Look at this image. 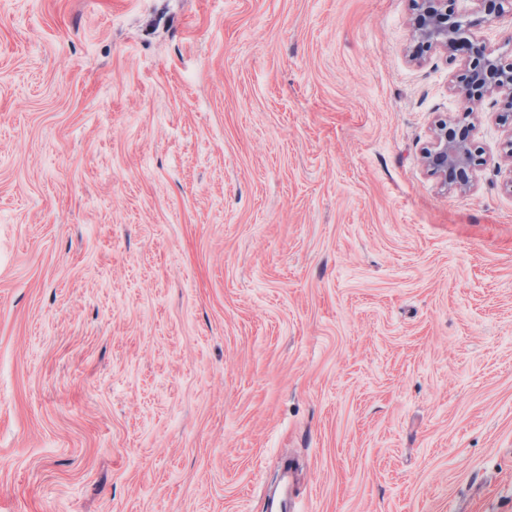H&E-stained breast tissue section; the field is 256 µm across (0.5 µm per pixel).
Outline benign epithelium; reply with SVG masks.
<instances>
[{"label":"benign epithelium","mask_w":512,"mask_h":512,"mask_svg":"<svg viewBox=\"0 0 512 512\" xmlns=\"http://www.w3.org/2000/svg\"><path fill=\"white\" fill-rule=\"evenodd\" d=\"M414 10L412 37L418 46L428 51L451 53L463 44V72L455 92L468 103L474 93L502 94L501 118L512 122V63L504 64L493 56L472 34V29L483 22L507 21L512 24V10L505 11L506 0H478L483 15L473 19L455 13L450 8L453 0H411ZM430 172L442 178L444 184L466 189L470 185L469 173L477 162V153L467 130H457L448 123L438 124L430 148L425 153Z\"/></svg>","instance_id":"1"}]
</instances>
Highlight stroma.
<instances>
[{
	"label": "stroma",
	"mask_w": 512,
	"mask_h": 512,
	"mask_svg": "<svg viewBox=\"0 0 512 512\" xmlns=\"http://www.w3.org/2000/svg\"><path fill=\"white\" fill-rule=\"evenodd\" d=\"M412 17L0 0V512H512V126ZM425 159L432 174L440 176L445 185H456L460 189L469 187V173L479 162L469 130L468 133L466 129L458 131L447 122L435 127Z\"/></svg>",
	"instance_id": "obj_1"
}]
</instances>
